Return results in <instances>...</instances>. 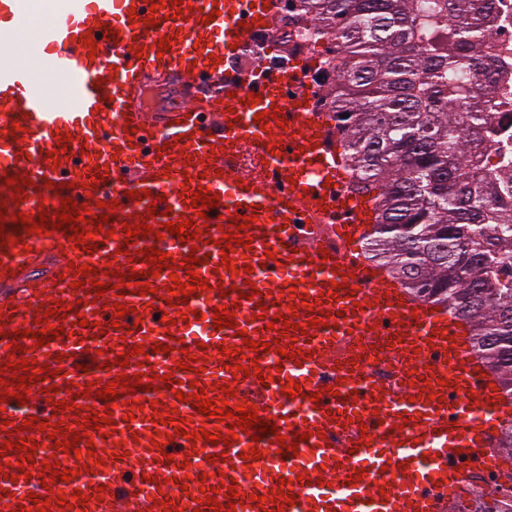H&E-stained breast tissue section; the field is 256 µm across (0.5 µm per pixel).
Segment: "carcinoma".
Wrapping results in <instances>:
<instances>
[{
  "label": "carcinoma",
  "mask_w": 512,
  "mask_h": 512,
  "mask_svg": "<svg viewBox=\"0 0 512 512\" xmlns=\"http://www.w3.org/2000/svg\"><path fill=\"white\" fill-rule=\"evenodd\" d=\"M294 22L336 41L324 60L332 119L354 187L370 196L364 235L381 269L414 297L444 305L512 397V196L468 167L494 132L483 96L453 75L487 76L471 54L491 0H296ZM349 117H343V114ZM471 512H512V488Z\"/></svg>",
  "instance_id": "cac0c4a2"
}]
</instances>
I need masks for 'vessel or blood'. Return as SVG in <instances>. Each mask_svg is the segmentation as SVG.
Returning <instances> with one entry per match:
<instances>
[{
  "label": "vessel or blood",
  "mask_w": 512,
  "mask_h": 512,
  "mask_svg": "<svg viewBox=\"0 0 512 512\" xmlns=\"http://www.w3.org/2000/svg\"><path fill=\"white\" fill-rule=\"evenodd\" d=\"M281 8V0H183L178 8L163 0H67L42 30L34 67L14 66L9 44H0V225L9 239L0 246V368L19 342L30 372L43 374L30 381L22 404L9 378L0 402L8 420L0 444L16 428L37 443L35 477L18 466L19 451L0 457V469L13 473L0 478V512L32 507L37 497L53 500L46 512H164V493L176 512H205L204 488L218 489L221 505L236 491V512H448L470 477L492 481L501 427L492 376L442 306L412 297L365 262L372 204L352 189L318 104L316 58L271 60L277 49L269 33ZM210 13L214 21L204 22ZM31 19V0H0V28L22 31ZM163 38L169 50L159 49ZM257 45L267 62L244 71L239 58ZM41 68L66 85L68 102L48 105ZM251 93L261 97L253 106ZM270 109L275 117H267ZM246 148L264 155L261 173L244 169ZM63 150L68 160L54 162L53 152ZM97 166L107 174L94 183ZM14 176L25 181L20 203L6 185ZM196 190L220 198L202 217L192 205ZM67 197L88 211L108 205L109 228L92 238L93 252L73 248L67 226L14 242L13 215L38 219ZM240 214L253 219L252 247L235 246L234 270L226 273L217 242L236 230ZM180 219L201 229L200 244L124 230ZM144 248L170 254L179 271L163 269L140 296L123 273L148 270L147 260L130 261ZM191 254L203 260L197 271L207 288L168 295L173 280L189 282ZM81 265L96 269L104 295L94 283L74 287ZM121 303L129 315L119 316ZM218 308L236 311L233 327H215ZM45 310L65 331L40 346L33 335ZM286 316L295 329H285ZM320 316L325 325L311 326ZM21 329L31 337L19 339ZM277 338L300 350L302 363L244 349L246 340ZM229 345L244 350L241 362L258 365L259 375L233 376L239 361L224 354ZM136 346L141 354H133ZM187 354L205 361V370L179 369ZM139 371L173 383L130 390ZM121 375L128 386L118 397L96 398ZM290 379L302 396H285ZM190 382L207 399L257 407L274 433L256 441L242 434L228 445L196 439L198 429L225 435L229 425L179 402L181 384ZM86 383L93 395H77L76 385ZM227 384L234 397H226ZM62 400L74 409H56ZM91 409L112 411V422L90 431L76 452L56 448L67 436L61 423ZM156 411L180 420L182 435L156 423ZM297 433L308 436L297 456L279 454V436ZM254 448L264 458L245 465L243 454ZM50 459L74 471L73 480L44 489L38 472ZM278 487L295 495L294 505L270 502ZM78 490L84 504L58 505ZM252 495L265 496L264 506H248Z\"/></svg>",
  "instance_id": "obj_1"
}]
</instances>
